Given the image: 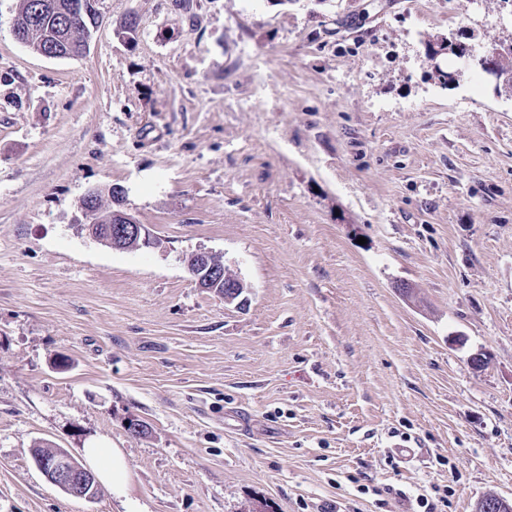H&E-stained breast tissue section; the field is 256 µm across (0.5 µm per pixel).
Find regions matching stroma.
Masks as SVG:
<instances>
[{"label": "stroma", "instance_id": "35a3bbf8", "mask_svg": "<svg viewBox=\"0 0 512 512\" xmlns=\"http://www.w3.org/2000/svg\"><path fill=\"white\" fill-rule=\"evenodd\" d=\"M20 5L0 0V512L512 500V100L441 86L424 56L512 20L484 0H96L63 59L14 39ZM114 185L158 247L82 231ZM197 252L241 304L195 285ZM103 441L127 503L33 461ZM212 255L207 253H194L187 258L186 266L187 271L194 280L198 288L213 291L222 295L218 290L219 288H238L232 295L224 296L225 303L232 304L237 299L235 297L245 291L246 284L237 275L226 274V269L223 266L214 265ZM189 259V260H188ZM206 269L204 273H199L198 268Z\"/></svg>", "mask_w": 512, "mask_h": 512}]
</instances>
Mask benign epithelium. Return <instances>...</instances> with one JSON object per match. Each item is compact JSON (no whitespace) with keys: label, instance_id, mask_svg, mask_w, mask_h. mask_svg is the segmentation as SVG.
<instances>
[{"label":"benign epithelium","instance_id":"benign-epithelium-1","mask_svg":"<svg viewBox=\"0 0 512 512\" xmlns=\"http://www.w3.org/2000/svg\"><path fill=\"white\" fill-rule=\"evenodd\" d=\"M460 53L468 66H477L492 84L496 95H505L512 99V82L504 79L495 64L501 53L512 51V41H506L494 48H477L472 44L462 43L456 38H433L425 44V57L431 74L442 85L453 84L457 75L444 69L443 55L450 49ZM92 218L85 227L91 238H96L95 225L99 222V213L91 212ZM98 239V238H96ZM98 242L117 250H134L144 246H156L158 241L148 227L136 221L124 208L112 210V235L98 239ZM187 271L196 286L218 292L219 288H233L235 293L224 295V302H235V296L245 291L246 284L237 275L226 274L223 266H216L213 257L207 253H194L186 262ZM34 462L46 479L65 493L84 499H91L97 487L95 475L85 465L65 451H53L48 456H36Z\"/></svg>","mask_w":512,"mask_h":512}]
</instances>
